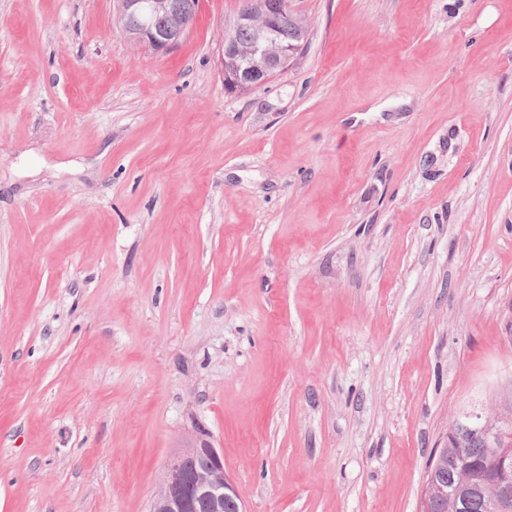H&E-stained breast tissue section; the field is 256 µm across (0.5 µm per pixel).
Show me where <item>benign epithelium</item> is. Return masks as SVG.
Here are the masks:
<instances>
[{"label": "benign epithelium", "instance_id": "1", "mask_svg": "<svg viewBox=\"0 0 512 512\" xmlns=\"http://www.w3.org/2000/svg\"><path fill=\"white\" fill-rule=\"evenodd\" d=\"M119 14L137 18L126 33L136 43L155 52H167L190 31L195 16L179 10L174 0H117ZM235 26L254 29L256 39L248 53L242 54L233 39L224 37L221 72L229 92H244L267 83L300 51L296 45L277 41L268 12L258 0L242 2ZM459 427L482 444L483 450L496 464L493 491L487 495L472 468L458 472L449 487L430 477L423 482L424 503L436 498L446 504V512H467L472 502L480 503L482 512H512V398L503 401L495 415L475 407L455 416L448 434ZM196 502L207 512H224L231 506L235 512H246L233 479L224 469V453L214 446L210 436L200 427L170 462L166 479L154 494L150 512H188Z\"/></svg>", "mask_w": 512, "mask_h": 512}]
</instances>
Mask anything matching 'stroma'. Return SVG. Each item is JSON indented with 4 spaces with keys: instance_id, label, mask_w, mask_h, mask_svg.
Listing matches in <instances>:
<instances>
[{
    "instance_id": "35a3bbf8",
    "label": "stroma",
    "mask_w": 512,
    "mask_h": 512,
    "mask_svg": "<svg viewBox=\"0 0 512 512\" xmlns=\"http://www.w3.org/2000/svg\"><path fill=\"white\" fill-rule=\"evenodd\" d=\"M292 6L230 93L238 0H0V512H148L197 423L247 512H421L512 381V0ZM119 14L134 15L119 17L125 32L136 43L145 45L155 52H167L174 48L179 40L190 31L195 22V15L179 10L172 0H117ZM166 17L170 23L163 25L161 19ZM264 1L267 11L273 14L276 21L280 39L295 42L304 36L293 22V17L302 15L292 10L291 1L282 2L285 8L292 10L287 14L277 12L278 0ZM267 11H263L259 1L249 3L242 0L235 26H250L256 33V39L248 54H241L230 36L224 37L221 72L228 92H244L267 83L300 51V46L277 41Z\"/></svg>"
}]
</instances>
